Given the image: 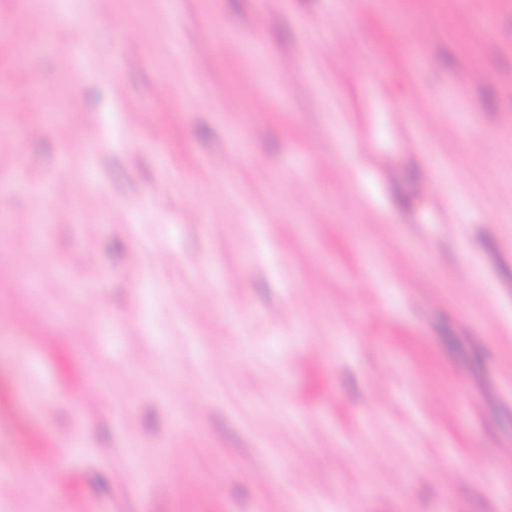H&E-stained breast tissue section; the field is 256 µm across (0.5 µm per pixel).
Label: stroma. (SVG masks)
I'll return each mask as SVG.
<instances>
[{
  "mask_svg": "<svg viewBox=\"0 0 512 512\" xmlns=\"http://www.w3.org/2000/svg\"><path fill=\"white\" fill-rule=\"evenodd\" d=\"M0 512H512V0H0Z\"/></svg>",
  "mask_w": 512,
  "mask_h": 512,
  "instance_id": "stroma-1",
  "label": "stroma"
}]
</instances>
